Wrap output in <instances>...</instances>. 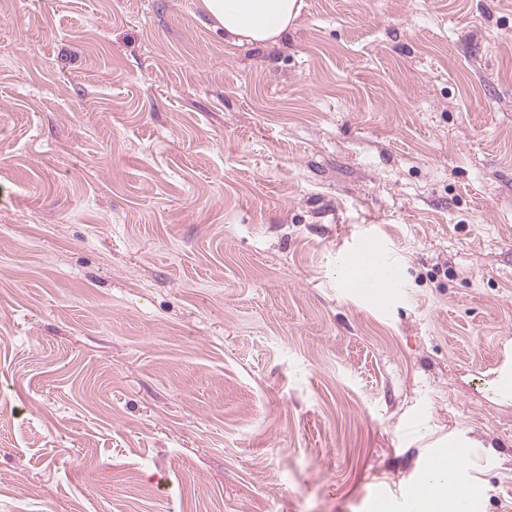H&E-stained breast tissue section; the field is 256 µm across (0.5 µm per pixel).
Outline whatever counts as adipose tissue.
Segmentation results:
<instances>
[{
	"mask_svg": "<svg viewBox=\"0 0 512 512\" xmlns=\"http://www.w3.org/2000/svg\"><path fill=\"white\" fill-rule=\"evenodd\" d=\"M209 19L237 42L276 43L299 14L298 0H201Z\"/></svg>",
	"mask_w": 512,
	"mask_h": 512,
	"instance_id": "ef3b65f1",
	"label": "adipose tissue"
}]
</instances>
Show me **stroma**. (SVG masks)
Returning <instances> with one entry per match:
<instances>
[{
	"mask_svg": "<svg viewBox=\"0 0 512 512\" xmlns=\"http://www.w3.org/2000/svg\"><path fill=\"white\" fill-rule=\"evenodd\" d=\"M507 346L512 0H0V512H512ZM224 34L237 42L267 45L280 40L299 14L297 0H201ZM455 469H448L445 465H433L430 470L432 481L438 485L448 486L450 489L446 493L437 494L426 499L420 509L422 512H447L454 510L460 498L459 490L452 489L457 486L454 478Z\"/></svg>",
	"mask_w": 512,
	"mask_h": 512,
	"instance_id": "stroma-1",
	"label": "stroma"
}]
</instances>
